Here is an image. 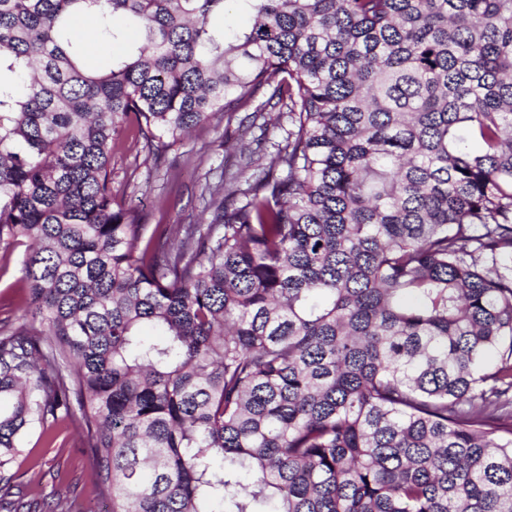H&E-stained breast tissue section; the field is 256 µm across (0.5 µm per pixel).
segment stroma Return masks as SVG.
Listing matches in <instances>:
<instances>
[{"instance_id":"35a3bbf8","label":"stroma","mask_w":512,"mask_h":512,"mask_svg":"<svg viewBox=\"0 0 512 512\" xmlns=\"http://www.w3.org/2000/svg\"><path fill=\"white\" fill-rule=\"evenodd\" d=\"M240 115L217 117L210 125L170 149L164 160L154 161L137 150L130 131H119L112 157V190L117 198L140 204L148 225L193 224L200 217L205 185H217L225 169L233 168L235 155L225 153V144L251 142L255 132L240 124ZM23 248L0 259V318L22 322L26 292L20 284ZM71 421L54 424L50 436L40 430L28 432L23 453L12 471L17 482L35 488L39 496L63 492L75 512H112L97 495L95 476Z\"/></svg>"}]
</instances>
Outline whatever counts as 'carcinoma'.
Returning <instances> with one entry per match:
<instances>
[{
	"mask_svg": "<svg viewBox=\"0 0 512 512\" xmlns=\"http://www.w3.org/2000/svg\"><path fill=\"white\" fill-rule=\"evenodd\" d=\"M230 4L254 15L228 35ZM124 42L106 71L79 17ZM138 34L128 41L129 31ZM288 113L208 224L112 193ZM145 246H140V243ZM0 509L60 419L112 512H512V0H0ZM25 247H17L7 260L0 257V319L9 316L17 325L25 314L26 292L19 282Z\"/></svg>",
	"mask_w": 512,
	"mask_h": 512,
	"instance_id": "obj_1",
	"label": "carcinoma"
}]
</instances>
